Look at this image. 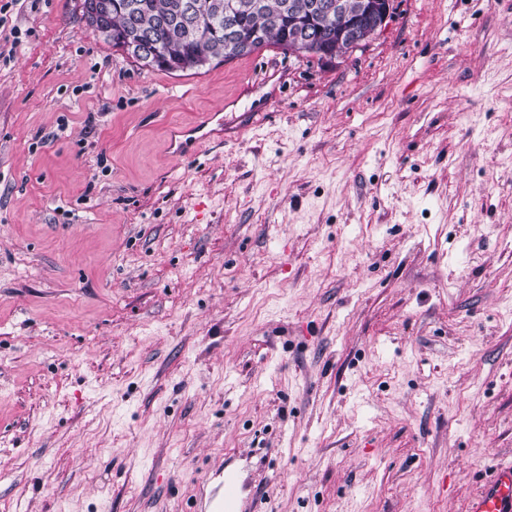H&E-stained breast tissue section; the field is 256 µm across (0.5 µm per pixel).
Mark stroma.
<instances>
[{"label": "stroma", "instance_id": "stroma-1", "mask_svg": "<svg viewBox=\"0 0 512 512\" xmlns=\"http://www.w3.org/2000/svg\"><path fill=\"white\" fill-rule=\"evenodd\" d=\"M11 27L0 512H191L228 466L261 512H466L512 461V0L196 74L77 0ZM212 123H217L220 126H224V117H220L219 112L209 113L199 124L195 125L189 130H174L170 137L169 147L173 148L175 146L177 142V136L185 135L191 131L193 134H198L194 139L195 142L202 147L206 140L211 136V132L206 131V128Z\"/></svg>", "mask_w": 512, "mask_h": 512}]
</instances>
